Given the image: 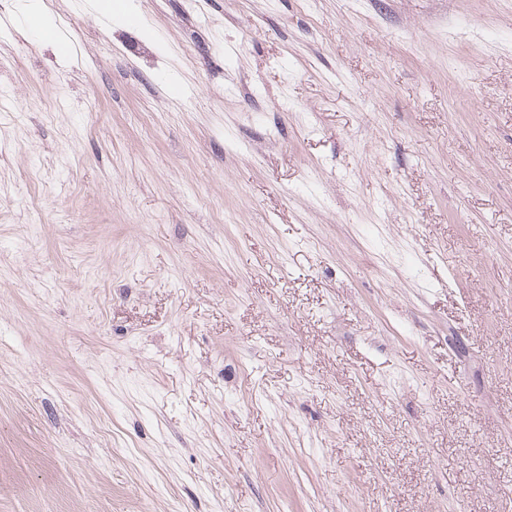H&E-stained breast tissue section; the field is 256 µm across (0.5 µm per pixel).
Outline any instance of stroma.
<instances>
[{
    "mask_svg": "<svg viewBox=\"0 0 512 512\" xmlns=\"http://www.w3.org/2000/svg\"><path fill=\"white\" fill-rule=\"evenodd\" d=\"M99 2L0 0V512H512V0Z\"/></svg>",
    "mask_w": 512,
    "mask_h": 512,
    "instance_id": "obj_1",
    "label": "stroma"
}]
</instances>
